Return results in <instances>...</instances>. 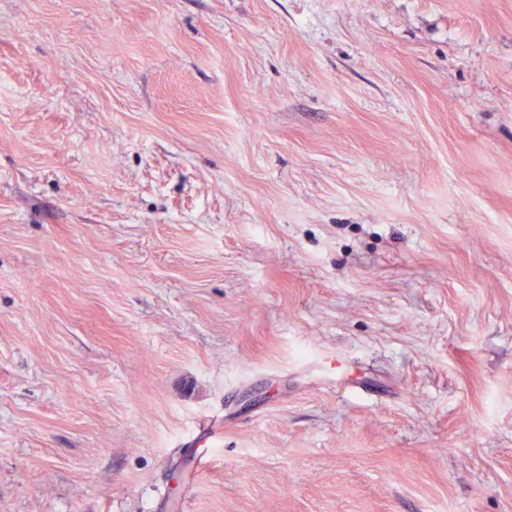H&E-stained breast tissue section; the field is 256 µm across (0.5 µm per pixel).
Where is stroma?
I'll use <instances>...</instances> for the list:
<instances>
[{
  "instance_id": "1",
  "label": "stroma",
  "mask_w": 512,
  "mask_h": 512,
  "mask_svg": "<svg viewBox=\"0 0 512 512\" xmlns=\"http://www.w3.org/2000/svg\"><path fill=\"white\" fill-rule=\"evenodd\" d=\"M0 512H512V0H0Z\"/></svg>"
}]
</instances>
